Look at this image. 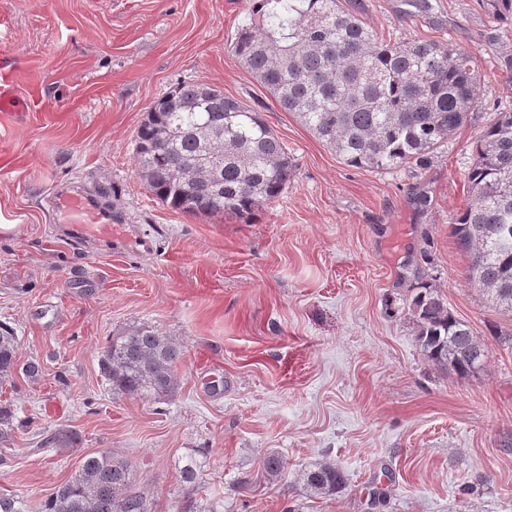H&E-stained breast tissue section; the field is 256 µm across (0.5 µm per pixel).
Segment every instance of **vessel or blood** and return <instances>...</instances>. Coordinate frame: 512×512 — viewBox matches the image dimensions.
I'll return each instance as SVG.
<instances>
[{"label":"vessel or blood","mask_w":512,"mask_h":512,"mask_svg":"<svg viewBox=\"0 0 512 512\" xmlns=\"http://www.w3.org/2000/svg\"><path fill=\"white\" fill-rule=\"evenodd\" d=\"M49 207L52 214L60 216L62 223L74 225L85 235L95 227L111 230L119 221L102 192L78 185L55 187L49 197Z\"/></svg>","instance_id":"obj_1"}]
</instances>
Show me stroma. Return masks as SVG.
I'll use <instances>...</instances> for the list:
<instances>
[{"label": "stroma", "mask_w": 512, "mask_h": 512, "mask_svg": "<svg viewBox=\"0 0 512 512\" xmlns=\"http://www.w3.org/2000/svg\"><path fill=\"white\" fill-rule=\"evenodd\" d=\"M341 3L387 40L472 56L479 104L425 168L347 166L283 111L230 48L248 0H0V76L24 103L0 112V323L19 363L42 366L0 387L17 416L0 491L30 512L99 450L131 462L150 512H512V350L494 338L512 314L469 283L448 229L475 141L512 109V14ZM180 83L259 107L287 145L294 176L254 223L173 210L138 177L145 111ZM61 182L106 189L153 252L64 231L46 206ZM425 288L490 343L479 374L422 354L408 305ZM138 323L185 351L158 403L109 392L99 372L112 334ZM61 427L78 443L39 449ZM273 452L285 467L269 480ZM314 463L342 468L344 489L307 492Z\"/></svg>", "instance_id": "1"}]
</instances>
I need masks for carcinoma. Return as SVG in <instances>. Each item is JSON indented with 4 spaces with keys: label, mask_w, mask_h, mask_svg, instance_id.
Here are the masks:
<instances>
[{
    "label": "carcinoma",
    "mask_w": 512,
    "mask_h": 512,
    "mask_svg": "<svg viewBox=\"0 0 512 512\" xmlns=\"http://www.w3.org/2000/svg\"><path fill=\"white\" fill-rule=\"evenodd\" d=\"M231 50L287 112L345 164L365 169L424 166L478 105L481 75L471 56L441 41L389 43L340 0H250ZM136 172L171 208L251 218L288 187L294 167L285 146L253 106L210 85L180 83L152 102L135 139ZM469 201L450 225L468 278L487 300L512 312V111L498 112L475 145ZM410 312L425 358L460 377L483 370L489 346L432 291ZM185 352L147 324L111 337L101 375L112 393L157 402L175 391ZM17 369V336L0 325V384ZM14 412L0 405V442ZM77 431L58 429L42 448H63ZM310 493L333 496L346 482L328 463L305 470ZM0 512H29L0 493ZM42 512H150L128 460L85 455Z\"/></svg>",
    "instance_id": "obj_1"
}]
</instances>
